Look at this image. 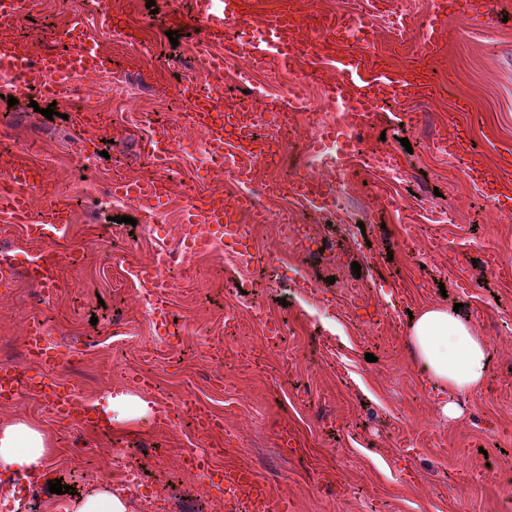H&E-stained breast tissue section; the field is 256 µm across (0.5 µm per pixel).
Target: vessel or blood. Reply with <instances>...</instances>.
<instances>
[{"label":"vessel or blood","instance_id":"vessel-or-blood-1","mask_svg":"<svg viewBox=\"0 0 512 512\" xmlns=\"http://www.w3.org/2000/svg\"><path fill=\"white\" fill-rule=\"evenodd\" d=\"M498 0H432V8L424 25V32L414 48L413 61L403 69L390 67L377 50V31L371 22L347 16L329 15L322 19L315 33L305 30L289 0L281 7L264 13L258 19L261 35L247 43L229 42L224 38L228 24L248 21L243 0H195L196 14L203 21L202 37L206 45L223 49L225 57L241 56L253 60L275 58L280 65L292 67L297 62L299 49H306L316 59H330L333 63L326 88L334 100L348 104L347 125L360 131L365 121L374 119L383 103L392 102L401 107L410 106L434 97L439 84L427 68L426 60L450 44L453 34L448 28L449 15H457L475 24L494 25L498 19ZM24 61L25 71L13 86L15 96L29 93L32 85H40L49 93L60 90V76L78 72L92 78L104 73L111 57L99 49L94 41H76L66 51L49 50L32 54L26 44L15 39H0V65L7 67L15 61ZM194 101L191 112L184 121L204 131L208 144L215 153L231 155L236 176L241 183H249L265 146L256 137L250 113L237 108L221 109L214 99L198 88L188 90ZM448 153L465 158L466 176L477 187L497 191L512 199V179L487 169L479 151L463 135L448 139ZM335 172L325 175L306 173L297 176L288 190H281L275 183H267L266 193L276 198L288 193L297 204L327 211L333 206L330 185ZM9 189L0 194V222L23 224L31 240L49 237L68 224L73 208L64 196H55L38 202L31 190L32 171L29 164L13 163L0 173ZM111 191L114 197L150 209L165 206L168 189L164 179L144 180L114 179ZM251 205L247 192L232 197L212 196L203 206L188 207L184 225L203 224L209 233L226 235L236 240L241 248H248V238L237 218ZM61 257L52 249L40 251L26 269L27 277L49 289L61 287ZM139 284L153 288L152 316L159 323H166L171 310L168 301L169 286L160 280L155 268L149 264L136 269ZM30 361L49 369H58L68 362V353L56 348L46 332L32 329L28 334ZM26 375L24 366L13 363L0 364V400L10 399L16 386ZM45 398L57 416L67 422L81 423L96 430L107 429L108 423L95 408L78 398L74 386L65 383L49 385ZM185 465L201 470L211 488L224 496L225 505L244 502L247 512H287L283 498L274 494L252 468L227 465L212 467L207 457L191 453Z\"/></svg>","mask_w":512,"mask_h":512}]
</instances>
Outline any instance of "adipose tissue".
<instances>
[{"mask_svg": "<svg viewBox=\"0 0 512 512\" xmlns=\"http://www.w3.org/2000/svg\"><path fill=\"white\" fill-rule=\"evenodd\" d=\"M406 345L437 385L457 394L474 391L487 380L492 367L490 345L470 319L447 307L429 305L408 322ZM152 398L129 393H109L99 401L110 423H130L154 407ZM52 450L47 430L23 421L0 423V475L28 479L42 476ZM62 512H128L125 488L96 484Z\"/></svg>", "mask_w": 512, "mask_h": 512, "instance_id": "adipose-tissue-1", "label": "adipose tissue"}]
</instances>
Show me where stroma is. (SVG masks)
<instances>
[{
	"label": "stroma",
	"instance_id": "stroma-1",
	"mask_svg": "<svg viewBox=\"0 0 512 512\" xmlns=\"http://www.w3.org/2000/svg\"><path fill=\"white\" fill-rule=\"evenodd\" d=\"M501 13L497 26L477 30L449 19L457 40L429 66L451 76L450 91L414 113L368 122L335 223L278 200L314 237H332L345 263L291 257L276 225L240 216L252 244L249 263L190 256L195 278L170 290L173 320L165 326L146 316L131 275L157 246L149 225H164L167 239L176 241L188 191L229 194L238 184L207 167L198 131L172 125L165 130L181 148L163 169L170 188L163 209L151 213L114 201L109 187L116 166L128 177L148 175L146 145L163 129L132 116L170 110L183 72L203 52L201 21L186 0H115L108 19L97 0H35L25 16L0 25V36L24 38L37 55L65 44L73 18L81 17L114 67L137 74L144 89L139 95L113 82L102 104L109 118L96 129L107 139V154L87 168L75 160L81 126L71 99H60L61 117L49 120L28 100L12 105L0 95V141L9 145L0 153V172L28 162L44 169L49 192L96 201L75 205L68 231L48 238L65 257V286L44 302L24 273L41 244L22 225L0 223L16 268L0 292V357L21 356L40 320L50 323V340L80 336L88 344L72 351L64 368L29 364L14 402L0 404V423L23 419L50 432L48 480H61L71 499L96 483H122L124 449L144 444L137 464L159 499L175 512H224L223 495L182 464L187 449L218 448L214 467H251L285 499L288 512H512V343L494 347L485 384L459 397L462 413L452 421L441 411L448 391L413 364L405 343L410 313L428 305H460L490 339L512 323V279L484 261L491 252L512 264V211L491 206L468 183L462 162L428 142L430 135L453 133L450 96L464 95L475 106L471 133L485 165H501L499 146L512 145V0H501ZM172 31L179 35L174 44ZM329 69L311 58L288 72L270 59L239 58L215 84L226 107L237 101L236 81L247 77L275 87L297 81L300 95L312 99L322 95ZM344 113L341 107L296 113L292 138H274V151L304 164L321 128L342 122ZM377 151L396 152L407 177L376 173ZM386 195L393 208L381 207ZM444 212L449 218L442 223ZM268 320L284 324L287 355L261 347ZM144 377L158 404L186 400L183 421L157 423L146 415L104 439L60 422L43 396L52 380L73 384L87 402L109 390L136 394ZM198 408L212 429L192 425ZM285 430L295 448L282 447ZM58 499L44 486L31 499L23 481L0 476V503L11 512H52Z\"/></svg>",
	"mask_w": 512,
	"mask_h": 512
}]
</instances>
